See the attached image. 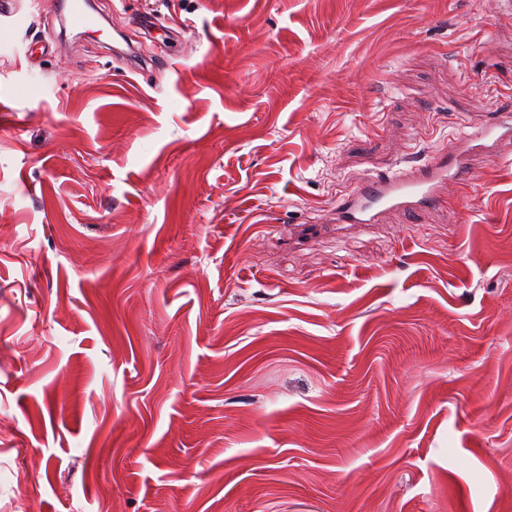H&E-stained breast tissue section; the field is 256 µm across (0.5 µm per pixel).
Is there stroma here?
Listing matches in <instances>:
<instances>
[{"mask_svg":"<svg viewBox=\"0 0 512 512\" xmlns=\"http://www.w3.org/2000/svg\"><path fill=\"white\" fill-rule=\"evenodd\" d=\"M16 2L0 512H512V143L332 220L512 115V5ZM87 2L83 0H70L67 10L66 22L76 31H83L94 23V17L86 9ZM512 139V118L494 124H481L448 150L427 162L401 169L382 178L367 179L353 187L336 206L340 224H377L386 211L413 213L443 209L448 184L464 185L473 180L474 171L467 156L488 152Z\"/></svg>","mask_w":512,"mask_h":512,"instance_id":"stroma-1","label":"stroma"}]
</instances>
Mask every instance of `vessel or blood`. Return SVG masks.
<instances>
[{
    "label": "vessel or blood",
    "mask_w": 512,
    "mask_h": 512,
    "mask_svg": "<svg viewBox=\"0 0 512 512\" xmlns=\"http://www.w3.org/2000/svg\"><path fill=\"white\" fill-rule=\"evenodd\" d=\"M66 22L76 31L93 24L94 17L87 11L85 0H69ZM511 140V117L494 124L478 125L427 162L360 182L337 205L336 220L341 224H375L390 210L410 214L443 209L449 185H464L474 177L469 155L489 151Z\"/></svg>",
    "instance_id": "obj_1"
}]
</instances>
